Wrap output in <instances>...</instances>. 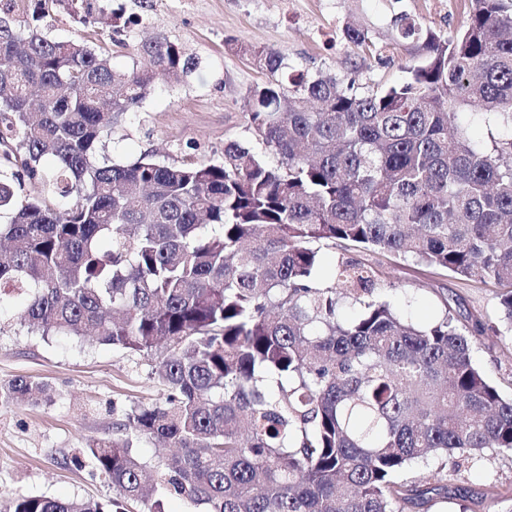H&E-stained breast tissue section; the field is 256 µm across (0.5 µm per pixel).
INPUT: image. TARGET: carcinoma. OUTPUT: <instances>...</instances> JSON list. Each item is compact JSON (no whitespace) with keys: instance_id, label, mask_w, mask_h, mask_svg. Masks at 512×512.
I'll use <instances>...</instances> for the list:
<instances>
[{"instance_id":"1","label":"carcinoma","mask_w":512,"mask_h":512,"mask_svg":"<svg viewBox=\"0 0 512 512\" xmlns=\"http://www.w3.org/2000/svg\"><path fill=\"white\" fill-rule=\"evenodd\" d=\"M51 2L85 22L89 0ZM392 23L410 63L364 91L243 49L268 75L245 117L275 167L236 141L220 163L112 162L104 137L192 59L155 39L116 69L82 40L0 25V313L21 298L32 332L146 356L162 389L82 449L116 497L15 495L4 512H164L165 495L203 512H410L451 498L448 455L512 457V398L471 335L404 318L351 256L491 285L512 329V133L482 143L459 120L512 127V0H470L451 36ZM344 36L373 51L364 27ZM323 245L342 251L328 283ZM18 399L49 388L0 386ZM135 437L179 452L148 461ZM430 459L437 472L402 478Z\"/></svg>"}]
</instances>
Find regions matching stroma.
Segmentation results:
<instances>
[{
	"instance_id": "1",
	"label": "stroma",
	"mask_w": 512,
	"mask_h": 512,
	"mask_svg": "<svg viewBox=\"0 0 512 512\" xmlns=\"http://www.w3.org/2000/svg\"><path fill=\"white\" fill-rule=\"evenodd\" d=\"M102 11L78 24L58 6L34 19L35 0H0V18L11 25L36 20L58 40L81 38L112 56L115 66L131 62L142 41L166 37L179 43L196 63L181 83L157 78L154 90L105 138L114 162H133L156 152L169 164L217 162L228 141H247L244 95L263 83L243 48L266 46L281 51L295 69L340 78L359 72L364 85L398 81L409 61L395 43L392 18L406 13L442 33L459 30L469 0H102ZM368 27L377 44L373 54L357 51L343 37L346 23ZM234 40L239 52L227 50ZM367 264H382L389 274L387 294L399 313L427 322L451 312L457 327L482 318L477 337V366L506 397H512V340L505 337L497 313L495 288L459 280L449 273L428 274L410 261L382 259L359 252ZM18 308L0 315V385L21 377L48 384L51 399L0 404V493L45 495L61 499L112 498V484L89 459L71 464L88 439L111 436L113 426L134 403L157 399L160 387L142 356L92 338L44 337L20 325ZM449 482L463 495L440 501L429 512H490L481 495L489 486L512 488V458L495 456L467 467L448 456Z\"/></svg>"
}]
</instances>
